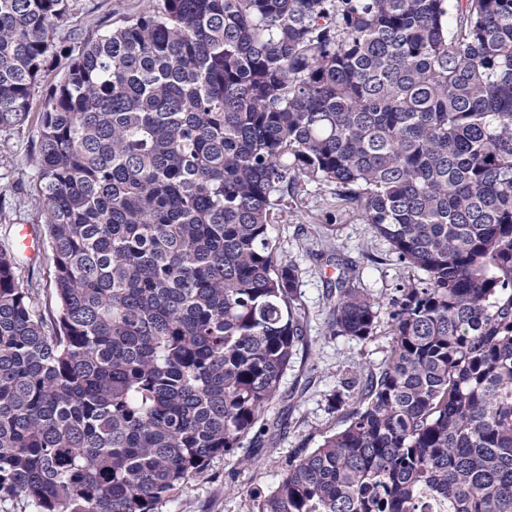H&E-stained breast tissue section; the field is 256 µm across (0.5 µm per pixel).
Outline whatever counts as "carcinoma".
I'll use <instances>...</instances> for the list:
<instances>
[{
  "label": "carcinoma",
  "instance_id": "cac0c4a2",
  "mask_svg": "<svg viewBox=\"0 0 512 512\" xmlns=\"http://www.w3.org/2000/svg\"><path fill=\"white\" fill-rule=\"evenodd\" d=\"M70 0H0V129ZM60 302L0 250V504L155 512L261 441L309 347L270 225L300 183L424 276L345 426L251 512H512V0H163L87 44L34 158ZM329 331L368 340L355 264Z\"/></svg>",
  "mask_w": 512,
  "mask_h": 512
}]
</instances>
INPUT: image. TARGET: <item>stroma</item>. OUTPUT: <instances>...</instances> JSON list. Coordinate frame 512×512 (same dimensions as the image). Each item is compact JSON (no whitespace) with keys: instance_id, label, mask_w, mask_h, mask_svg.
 Listing matches in <instances>:
<instances>
[{"instance_id":"obj_1","label":"stroma","mask_w":512,"mask_h":512,"mask_svg":"<svg viewBox=\"0 0 512 512\" xmlns=\"http://www.w3.org/2000/svg\"><path fill=\"white\" fill-rule=\"evenodd\" d=\"M161 4L162 0H71L68 14L54 30L52 69L34 88L27 119L20 126L0 130V249L16 254V274L31 288L46 324H53L57 316V297L34 157L48 90L86 41ZM21 224L35 225L41 236L36 259L17 251L16 228ZM271 238L277 261L298 271L310 344L308 352L294 357L281 383V397L267 411L268 417L280 419L281 431L273 444L247 443L212 457L203 470L163 498L156 512H249V491L266 493L275 488L290 458L299 450L317 448L325 435L342 427L355 397L352 378L377 370L389 354L388 301L396 285L416 278L417 270L400 264L389 243L370 233L354 213L337 211L325 185L303 184L297 196L286 197L271 227ZM340 259L355 263L360 287L379 305L370 340L329 332L328 284L337 275Z\"/></svg>"}]
</instances>
